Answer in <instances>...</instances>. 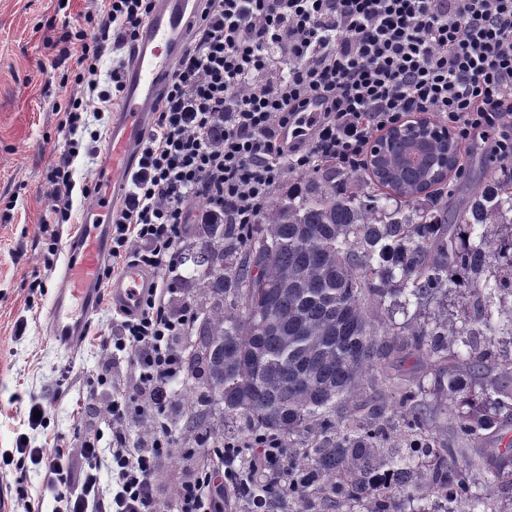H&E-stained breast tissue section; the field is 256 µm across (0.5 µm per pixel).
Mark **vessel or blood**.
<instances>
[{
  "label": "vessel or blood",
  "mask_w": 512,
  "mask_h": 512,
  "mask_svg": "<svg viewBox=\"0 0 512 512\" xmlns=\"http://www.w3.org/2000/svg\"><path fill=\"white\" fill-rule=\"evenodd\" d=\"M199 0H154V10L140 30L126 71V91L106 137L103 165L93 203L71 234L68 258L48 310V333L62 348L82 338L98 311L100 276L109 259V218L124 193V175L136 162L162 88L174 61L186 49L185 33L197 16ZM151 282L140 266L126 265L109 289L115 306L135 313Z\"/></svg>",
  "instance_id": "obj_1"
}]
</instances>
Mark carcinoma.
Listing matches in <instances>:
<instances>
[{"mask_svg": "<svg viewBox=\"0 0 512 512\" xmlns=\"http://www.w3.org/2000/svg\"><path fill=\"white\" fill-rule=\"evenodd\" d=\"M444 182L418 192L329 164L240 239L193 225L178 255L200 394L174 447L277 434L288 471L260 494L278 512H487L475 469L512 490V162L452 207ZM395 359L411 367L391 389ZM424 361L450 432L414 371ZM430 497L439 509L413 507Z\"/></svg>", "mask_w": 512, "mask_h": 512, "instance_id": "obj_1", "label": "carcinoma"}]
</instances>
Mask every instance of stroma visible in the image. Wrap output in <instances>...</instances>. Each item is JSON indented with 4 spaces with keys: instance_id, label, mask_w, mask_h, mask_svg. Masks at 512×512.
Wrapping results in <instances>:
<instances>
[{
    "instance_id": "obj_1",
    "label": "stroma",
    "mask_w": 512,
    "mask_h": 512,
    "mask_svg": "<svg viewBox=\"0 0 512 512\" xmlns=\"http://www.w3.org/2000/svg\"><path fill=\"white\" fill-rule=\"evenodd\" d=\"M57 0H0V451L11 449L20 433L32 447L66 448L78 430L95 427L90 416L100 401L90 380L100 355L95 339L112 328V300L101 288L99 309L86 336L59 350L47 334V312L67 255L74 225L61 224L55 236L41 233L46 215V175L65 144L60 122L68 99L61 76L66 65L45 37H59ZM469 189L489 173L490 142L474 137L459 143ZM53 264H46V257ZM42 279L43 293L28 285ZM24 334H16L17 322ZM45 406V422L25 425L31 398ZM24 482L50 512L52 501L35 470L0 471V512H13L14 489Z\"/></svg>"
}]
</instances>
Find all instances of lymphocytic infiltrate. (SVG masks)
I'll list each match as a JSON object with an SVG mask.
<instances>
[{"label":"lymphocytic infiltrate","instance_id":"1","mask_svg":"<svg viewBox=\"0 0 512 512\" xmlns=\"http://www.w3.org/2000/svg\"><path fill=\"white\" fill-rule=\"evenodd\" d=\"M153 0H93L83 24H63L60 58L70 61L76 92L64 109L65 150L47 174L48 223L68 224L76 185L72 165L89 130L87 112L104 115L121 102L126 60ZM188 51L177 61L140 145L138 164L112 209L113 259L133 257L155 275L139 311L120 314L97 347L106 367L95 385L108 389L106 417L79 432L87 464L73 483L70 452L20 437L14 459L0 467H39L53 489V512H158L154 474L171 438L130 435L137 416L172 404L182 380L177 348L192 307L173 309L180 277L177 243L191 224H227L247 233L292 174L325 164L363 166L375 133L412 112H433L460 138L493 139L498 160L512 158V0H204ZM115 58L107 78L103 60ZM321 110L309 131L286 137L310 101ZM203 203L197 213L188 200ZM127 362L132 383L110 366ZM209 449L208 464L184 474L175 512H214L218 481L252 500L255 486L284 467L281 442L252 437Z\"/></svg>","mask_w":512,"mask_h":512}]
</instances>
